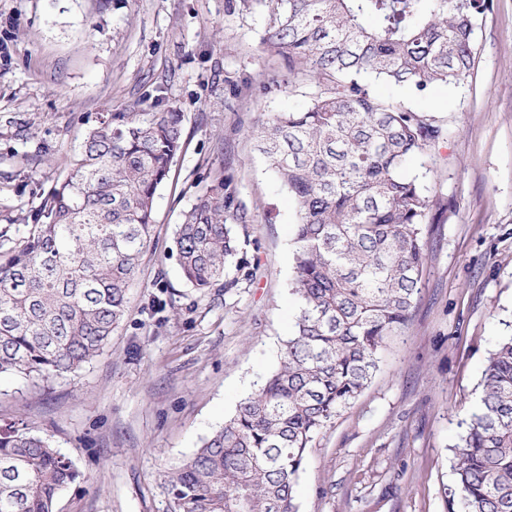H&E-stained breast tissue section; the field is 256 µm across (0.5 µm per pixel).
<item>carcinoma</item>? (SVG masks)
I'll return each mask as SVG.
<instances>
[{
	"label": "carcinoma",
	"mask_w": 512,
	"mask_h": 512,
	"mask_svg": "<svg viewBox=\"0 0 512 512\" xmlns=\"http://www.w3.org/2000/svg\"><path fill=\"white\" fill-rule=\"evenodd\" d=\"M261 45L314 86L251 130L296 204L299 309L279 364L196 452L165 470L173 512H298L294 487L314 436L377 371L410 319L439 199L405 166L446 135L373 84L459 85L490 0H269ZM182 115L115 112L65 158L67 175L18 246L0 251V375L49 382L102 354L148 250L154 199L182 144ZM224 179L183 214V279L224 282L240 245ZM478 409L455 447L450 512H512V336L490 351ZM79 478L47 435L0 430V512H54Z\"/></svg>",
	"instance_id": "obj_1"
}]
</instances>
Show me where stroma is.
Here are the masks:
<instances>
[{
    "instance_id": "obj_1",
    "label": "stroma",
    "mask_w": 512,
    "mask_h": 512,
    "mask_svg": "<svg viewBox=\"0 0 512 512\" xmlns=\"http://www.w3.org/2000/svg\"><path fill=\"white\" fill-rule=\"evenodd\" d=\"M258 0H0V231L19 243L63 159L109 112L183 115V146L125 318L79 374L0 376V426L51 435L79 479L57 512H170L161 471L191 456L275 368L298 303L295 206L250 129L311 84L265 53ZM448 131L407 166L442 208L421 290L360 397L313 439L299 512H448L453 447L490 350L512 334V0L479 20L474 65L424 95L378 86ZM225 179L244 213L237 287L197 291L171 254L196 195Z\"/></svg>"
}]
</instances>
